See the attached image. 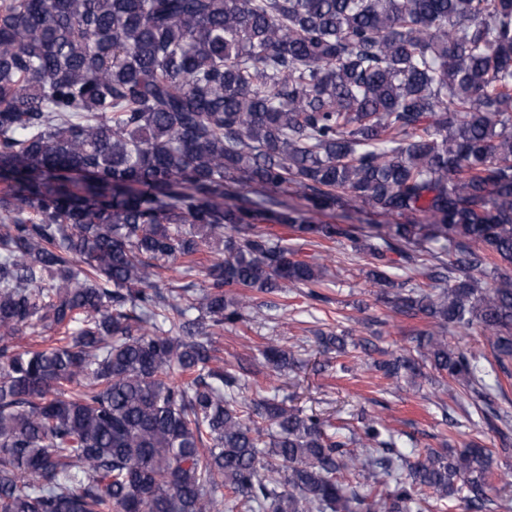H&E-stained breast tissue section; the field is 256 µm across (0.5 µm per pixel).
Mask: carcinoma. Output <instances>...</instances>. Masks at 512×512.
Wrapping results in <instances>:
<instances>
[{
	"label": "carcinoma",
	"mask_w": 512,
	"mask_h": 512,
	"mask_svg": "<svg viewBox=\"0 0 512 512\" xmlns=\"http://www.w3.org/2000/svg\"><path fill=\"white\" fill-rule=\"evenodd\" d=\"M0 183V512H489L479 442L412 461L377 419L345 436L279 389L242 396L212 336L253 291L324 300L328 266L269 229L288 224L352 243L378 298L433 324L386 378L428 366L491 404L485 377L512 378V0H0ZM338 208L384 223L317 219ZM215 244L201 285L164 279ZM38 330L59 338L4 343Z\"/></svg>",
	"instance_id": "cac0c4a2"
}]
</instances>
